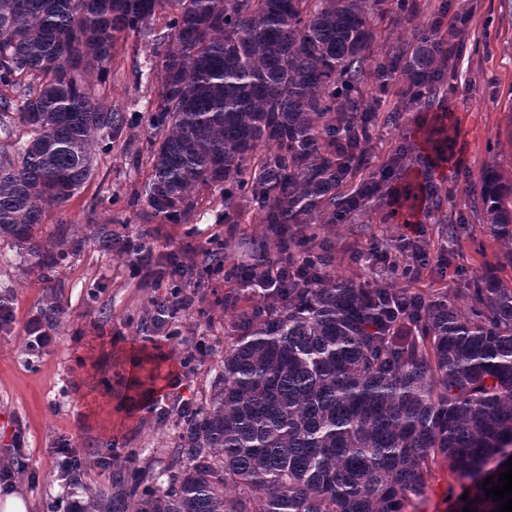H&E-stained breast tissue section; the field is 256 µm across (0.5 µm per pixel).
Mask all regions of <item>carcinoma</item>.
<instances>
[{
  "mask_svg": "<svg viewBox=\"0 0 512 512\" xmlns=\"http://www.w3.org/2000/svg\"><path fill=\"white\" fill-rule=\"evenodd\" d=\"M388 0H0V133L17 155L0 161V242L32 256L43 278L86 240L129 264L152 254L144 236L108 224L84 234L59 224L36 236L44 212L68 201L93 175L133 115L100 109L84 83L104 71L118 35L153 34L158 8L173 10L159 58L142 195L151 216L172 221L196 206V190L224 196L218 223L237 224L254 206L261 237L241 239L239 278L264 286L245 307L233 296L232 333L209 398L180 419L177 460L160 490L138 479L100 489L93 512H406L445 462L476 482L460 510L499 512L487 496L512 457V288L479 280L458 296L366 288L335 274L320 225L350 216L378 189L346 185L364 169L368 98L401 82L430 106L448 63L445 41L422 31L378 58L376 19ZM456 131L442 118L428 130L434 152ZM483 225L512 264V180L479 178ZM213 243L175 261L178 277L201 281L230 264ZM311 262L317 282L271 288L283 266ZM54 327L63 311H42Z\"/></svg>",
  "mask_w": 512,
  "mask_h": 512,
  "instance_id": "carcinoma-1",
  "label": "carcinoma"
}]
</instances>
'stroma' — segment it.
Here are the masks:
<instances>
[{
    "label": "stroma",
    "mask_w": 512,
    "mask_h": 512,
    "mask_svg": "<svg viewBox=\"0 0 512 512\" xmlns=\"http://www.w3.org/2000/svg\"><path fill=\"white\" fill-rule=\"evenodd\" d=\"M418 2L417 15L392 13L380 21L375 48L385 53L413 41L441 11L469 15L464 47L453 57L454 69L433 106L447 113L456 128L455 143L447 161L430 167L412 163L393 178L391 188L370 198L357 218L324 225L322 237L335 258L336 274L365 285L378 279L423 295L439 288L459 295L475 277L491 276L511 288L512 267L503 257L504 247L484 232L474 198L483 169L496 168L512 179V8L506 0ZM163 50V45L141 36L120 37L108 68L85 78L95 105L128 113L147 111L158 86L156 56ZM403 89V84H395L373 102L379 114H400L397 125L379 124L372 131L365 172L378 179L398 144L427 148L420 113L405 107ZM148 141L147 126L137 121L124 130L112 152L95 153L93 176L62 206L47 209L43 233L59 224H108L123 235L150 236L161 257L207 245L217 235L230 242L259 236L261 228L247 203L240 223H219L224 200L212 186L198 189L199 204L188 217L170 222L148 218L146 203L131 202L148 176L147 165L135 162ZM410 182L440 190L442 212L447 224L458 225L457 236H447V224L438 223L427 202H419L412 212L396 203L393 189ZM417 239L427 241L429 255L420 277L398 278L378 262L377 253L399 256L404 242ZM242 290L241 284L224 282L218 275L205 279L194 290L192 310L159 328L146 323L145 314L152 299L169 295V280L131 275L128 264L114 259L95 240H87L80 255L59 263L46 281L33 260L0 244V296H10L12 311L9 324L0 327V457L11 452L16 429H23L25 469L14 488L28 496L30 512H47L53 505L63 510L69 501H86L94 489H120L127 475L124 461L133 451L149 483L163 486L181 425L177 416L163 420L159 412L177 406L184 396L194 406L205 403L224 355L229 318L224 296ZM50 295L65 314L53 331L54 344L36 357L26 349L27 325L40 315ZM191 336L210 337L214 349L191 361L184 391L167 387L152 403H129L121 348L143 349L165 374L186 359ZM65 439L88 460L79 485L73 487L65 486L55 467V450ZM107 454L113 457L111 466H98V457ZM472 485V478L439 465L428 491L410 503L407 512H457Z\"/></svg>",
    "instance_id": "obj_1"
}]
</instances>
